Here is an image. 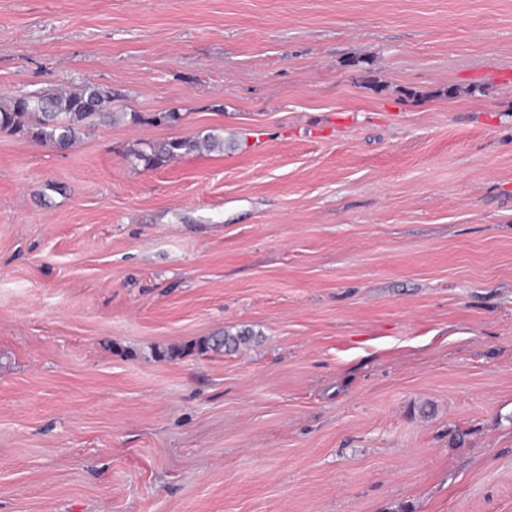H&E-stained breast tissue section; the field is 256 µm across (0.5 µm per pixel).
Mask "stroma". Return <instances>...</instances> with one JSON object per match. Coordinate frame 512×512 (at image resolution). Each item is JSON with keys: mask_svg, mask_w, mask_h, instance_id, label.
Here are the masks:
<instances>
[{"mask_svg": "<svg viewBox=\"0 0 512 512\" xmlns=\"http://www.w3.org/2000/svg\"><path fill=\"white\" fill-rule=\"evenodd\" d=\"M88 83L0 133V512H512V0H0ZM112 92L87 85L70 92L28 93L0 98V131L22 134L40 143L67 148L101 115L109 121L141 122L138 112H112ZM129 116V118H128ZM149 152L143 149L135 150V159L143 161L148 169L157 167L182 154L205 151H221L224 141L211 133H200L192 138L173 139L156 144H147ZM252 339V336L249 332L241 331L237 334H230L224 332L222 336H211L204 344L202 345V349L221 351L224 348L237 350L241 345H245L249 343Z\"/></svg>", "mask_w": 512, "mask_h": 512, "instance_id": "35a3bbf8", "label": "stroma"}]
</instances>
